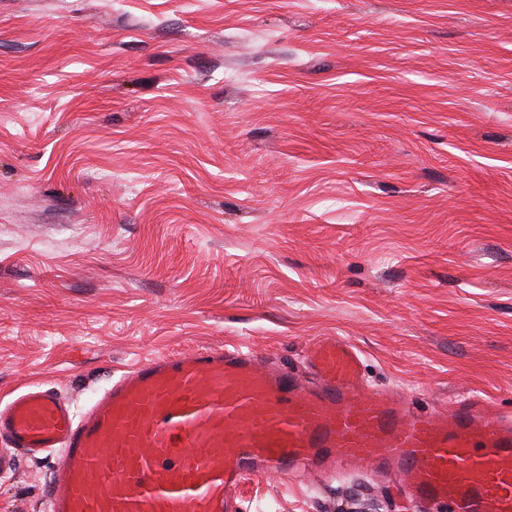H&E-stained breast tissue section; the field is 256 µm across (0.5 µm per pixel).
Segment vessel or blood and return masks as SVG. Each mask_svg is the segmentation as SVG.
Listing matches in <instances>:
<instances>
[{
	"mask_svg": "<svg viewBox=\"0 0 512 512\" xmlns=\"http://www.w3.org/2000/svg\"><path fill=\"white\" fill-rule=\"evenodd\" d=\"M305 382L239 346L155 357L84 413L27 387L0 410L16 449L60 451L49 512H226L254 475L368 464L441 512H512V419L469 400L421 414L369 387L359 349L317 340Z\"/></svg>",
	"mask_w": 512,
	"mask_h": 512,
	"instance_id": "obj_1",
	"label": "vessel or blood"
}]
</instances>
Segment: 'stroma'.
Instances as JSON below:
<instances>
[{
  "label": "stroma",
  "instance_id": "stroma-1",
  "mask_svg": "<svg viewBox=\"0 0 512 512\" xmlns=\"http://www.w3.org/2000/svg\"><path fill=\"white\" fill-rule=\"evenodd\" d=\"M326 336L512 417V0H0V405L224 345L307 380ZM227 512L427 509L347 466Z\"/></svg>",
  "mask_w": 512,
  "mask_h": 512
}]
</instances>
